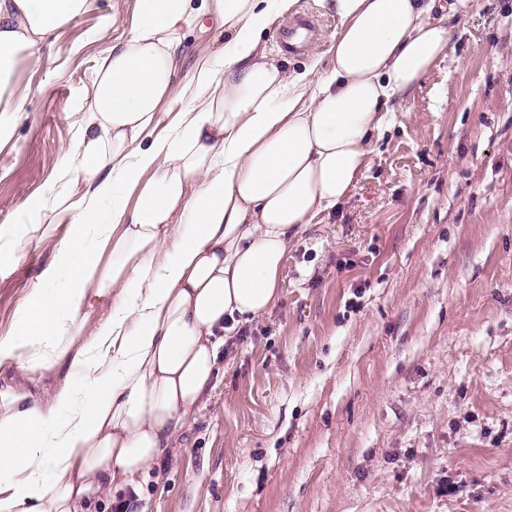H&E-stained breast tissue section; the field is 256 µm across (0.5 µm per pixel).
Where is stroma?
<instances>
[{"label":"stroma","mask_w":512,"mask_h":512,"mask_svg":"<svg viewBox=\"0 0 512 512\" xmlns=\"http://www.w3.org/2000/svg\"><path fill=\"white\" fill-rule=\"evenodd\" d=\"M135 0H100L24 71L0 142V336L68 225L47 223L95 61ZM290 71L326 55L339 22ZM375 136L350 196L288 249L282 298L226 334L212 388L131 512H512V0H471Z\"/></svg>","instance_id":"1"}]
</instances>
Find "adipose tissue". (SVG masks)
<instances>
[{"instance_id": "obj_1", "label": "adipose tissue", "mask_w": 512, "mask_h": 512, "mask_svg": "<svg viewBox=\"0 0 512 512\" xmlns=\"http://www.w3.org/2000/svg\"><path fill=\"white\" fill-rule=\"evenodd\" d=\"M468 2L319 0L339 21L321 75L260 50L297 0H136L47 207L72 231L0 336V512H86L160 464L226 328L280 301L289 244L349 196ZM95 5L0 0V131L21 66ZM213 29L220 65L181 76L187 35Z\"/></svg>"}]
</instances>
